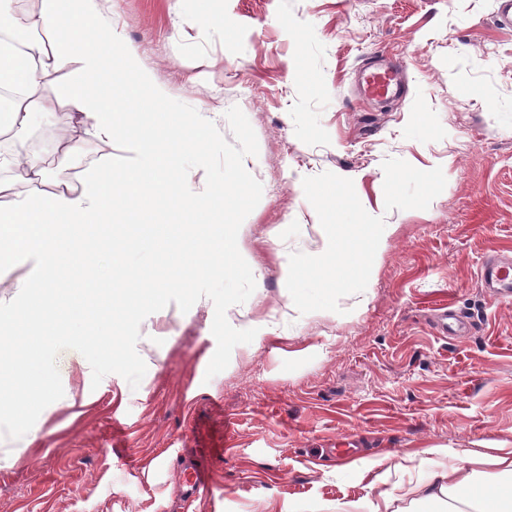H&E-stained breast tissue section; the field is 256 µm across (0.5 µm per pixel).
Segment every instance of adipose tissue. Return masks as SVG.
I'll return each instance as SVG.
<instances>
[{"label":"adipose tissue","mask_w":512,"mask_h":512,"mask_svg":"<svg viewBox=\"0 0 512 512\" xmlns=\"http://www.w3.org/2000/svg\"><path fill=\"white\" fill-rule=\"evenodd\" d=\"M31 24L46 39L30 43L27 53L0 39V129L24 127L35 115L47 114L49 103L39 94L38 82L65 70V96L75 119L107 145L117 126L131 128L137 159L121 178H113L105 166L87 174L80 192L60 188L47 194L39 188L46 173L40 157L23 165L11 158L0 161L6 172L0 178V265L19 259L36 263L26 298L0 307V335L25 339L19 350L0 344V380L9 384L8 390L0 389V408L19 396L42 397L46 380L34 368L41 358L37 346L44 337L65 335L68 320H106L117 331L131 311L151 302V293L129 288L123 278L69 275L100 251L109 252L114 268L122 269L116 241L133 223L151 233L159 254L155 288L167 287L172 273L185 280L220 274L238 260L229 240L219 250L199 249V225L214 223L237 205L234 190L225 187L200 197L167 177L171 159L161 146L173 140L201 146L208 128L199 113L183 114L173 123L160 110V89L152 88L147 97L136 93L115 100L99 88L106 73L100 45L115 43L116 37L102 25L95 0H39ZM487 464L494 475L484 472ZM405 495L408 512L427 506L433 512H512V448L471 455L465 466L436 465Z\"/></svg>","instance_id":"1"}]
</instances>
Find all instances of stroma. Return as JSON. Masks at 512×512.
Instances as JSON below:
<instances>
[{"instance_id": "35a3bbf8", "label": "stroma", "mask_w": 512, "mask_h": 512, "mask_svg": "<svg viewBox=\"0 0 512 512\" xmlns=\"http://www.w3.org/2000/svg\"><path fill=\"white\" fill-rule=\"evenodd\" d=\"M118 43L165 93L170 120L198 112L224 137L239 107L263 194L238 233L256 289L226 317L252 328L228 367L214 305L176 304L141 324L138 388L91 387L84 358H57L64 396L29 441L0 440V512H332L402 488L433 448L512 444V300L481 288L512 257V28L496 0H97ZM403 62L401 100L359 96L368 58ZM68 122L48 184L125 168L112 151L74 159ZM336 191L335 202L323 199ZM370 225L376 264L345 251L334 278L307 274L326 232ZM448 306L465 336L430 325ZM206 486L185 495L186 458ZM411 461L412 469L400 464Z\"/></svg>"}]
</instances>
